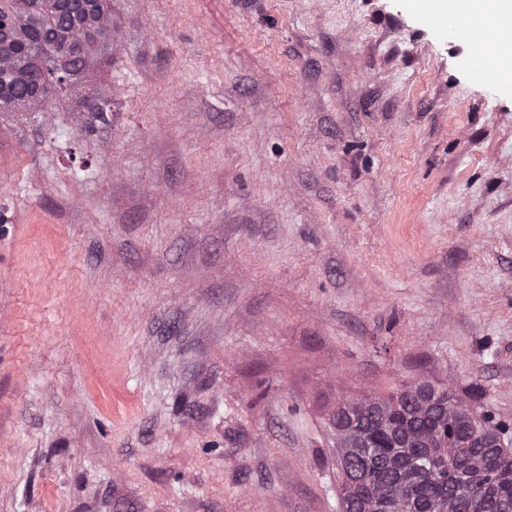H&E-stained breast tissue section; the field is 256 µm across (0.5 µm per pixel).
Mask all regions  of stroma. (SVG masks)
<instances>
[{"label": "stroma", "instance_id": "1", "mask_svg": "<svg viewBox=\"0 0 512 512\" xmlns=\"http://www.w3.org/2000/svg\"><path fill=\"white\" fill-rule=\"evenodd\" d=\"M400 0H112L104 119L0 111V512H340V402L512 426V95Z\"/></svg>", "mask_w": 512, "mask_h": 512}]
</instances>
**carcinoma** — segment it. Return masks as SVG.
Masks as SVG:
<instances>
[{"instance_id": "obj_1", "label": "carcinoma", "mask_w": 512, "mask_h": 512, "mask_svg": "<svg viewBox=\"0 0 512 512\" xmlns=\"http://www.w3.org/2000/svg\"><path fill=\"white\" fill-rule=\"evenodd\" d=\"M0 0V16L12 39L0 40V109L40 112L61 95L71 111L101 115L102 90L87 87L91 71L112 65V48L65 26L59 0ZM99 33L112 32V0L88 19ZM406 414L377 409L394 397ZM361 413L336 434L338 454L363 470L354 490L341 488L349 512H512V449L497 444L498 426L471 412L445 386L420 384L388 396L355 401Z\"/></svg>"}]
</instances>
